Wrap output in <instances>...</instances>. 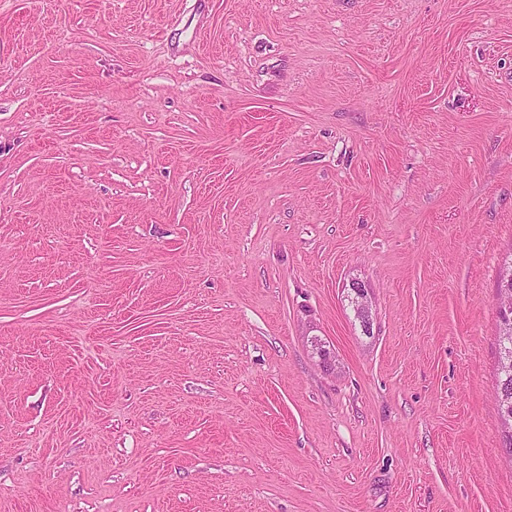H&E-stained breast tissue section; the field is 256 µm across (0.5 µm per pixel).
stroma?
I'll return each mask as SVG.
<instances>
[{
	"mask_svg": "<svg viewBox=\"0 0 512 512\" xmlns=\"http://www.w3.org/2000/svg\"><path fill=\"white\" fill-rule=\"evenodd\" d=\"M511 258L512 0H0V512H512ZM350 290L352 291V303L355 312V317L360 319V322L363 321L369 322V316L371 314V298L369 296V291H367L366 286L360 282H353L350 285ZM496 400L499 405L500 416L503 425L507 428V424L511 423V434L506 436L507 440L510 438V447L512 448V370L510 374H505L503 371L498 373V385L496 390Z\"/></svg>",
	"mask_w": 512,
	"mask_h": 512,
	"instance_id": "1",
	"label": "stroma"
}]
</instances>
